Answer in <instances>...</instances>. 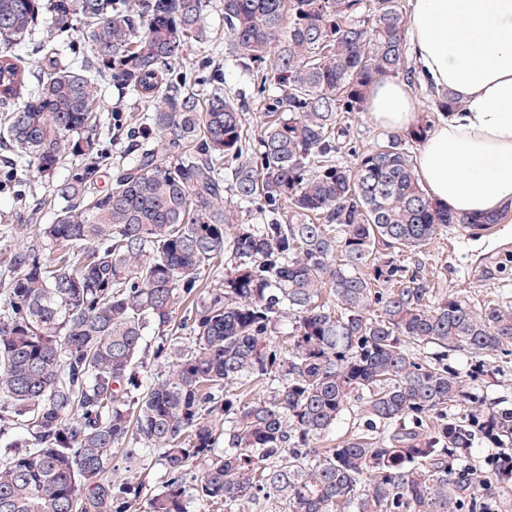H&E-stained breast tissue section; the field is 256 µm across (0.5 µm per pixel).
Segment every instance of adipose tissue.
<instances>
[{
    "label": "adipose tissue",
    "mask_w": 512,
    "mask_h": 512,
    "mask_svg": "<svg viewBox=\"0 0 512 512\" xmlns=\"http://www.w3.org/2000/svg\"><path fill=\"white\" fill-rule=\"evenodd\" d=\"M408 43L419 76L457 94L461 111L430 131L415 158L434 200L459 216L512 208V0H409ZM386 129L415 124L406 83H375L366 98Z\"/></svg>",
    "instance_id": "obj_1"
}]
</instances>
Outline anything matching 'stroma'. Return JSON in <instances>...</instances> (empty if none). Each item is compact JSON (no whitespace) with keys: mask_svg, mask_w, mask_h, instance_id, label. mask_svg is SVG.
Segmentation results:
<instances>
[{"mask_svg":"<svg viewBox=\"0 0 512 512\" xmlns=\"http://www.w3.org/2000/svg\"><path fill=\"white\" fill-rule=\"evenodd\" d=\"M203 26L207 44L192 43L182 62L190 69L202 59L219 64L224 92L247 106L245 118L253 128L264 122V95L259 79L224 54L222 0H210ZM48 190V183L29 172L21 173L14 187L0 191V219L28 214L34 201ZM401 263L425 266L434 298L454 295L478 309L491 301L512 304V213L501 223L475 233L459 224L440 230L422 249L399 251ZM449 365L472 382L486 402H512V346L506 351L475 356L453 354Z\"/></svg>","mask_w":512,"mask_h":512,"instance_id":"stroma-1","label":"stroma"}]
</instances>
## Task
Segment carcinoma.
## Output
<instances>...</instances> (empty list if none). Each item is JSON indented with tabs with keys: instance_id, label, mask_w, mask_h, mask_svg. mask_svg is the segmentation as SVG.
Here are the masks:
<instances>
[{
	"instance_id": "cac0c4a2",
	"label": "carcinoma",
	"mask_w": 512,
	"mask_h": 512,
	"mask_svg": "<svg viewBox=\"0 0 512 512\" xmlns=\"http://www.w3.org/2000/svg\"><path fill=\"white\" fill-rule=\"evenodd\" d=\"M207 7L0 0V188L51 182L0 277V512H236L261 494L283 512H502L512 405L447 360L512 343V305L434 301L422 267L379 247L508 211L469 219L427 194L410 147L428 114L340 159L370 86L415 78L403 0H224L230 57L273 87L256 134L224 88L201 98L177 71ZM40 27L35 71L16 48ZM79 45L84 68L58 64ZM86 68L142 112L103 120ZM114 130L138 153L101 190ZM358 404L362 431L317 447ZM478 445L495 449L479 467ZM153 463L156 490L138 476Z\"/></svg>"
}]
</instances>
